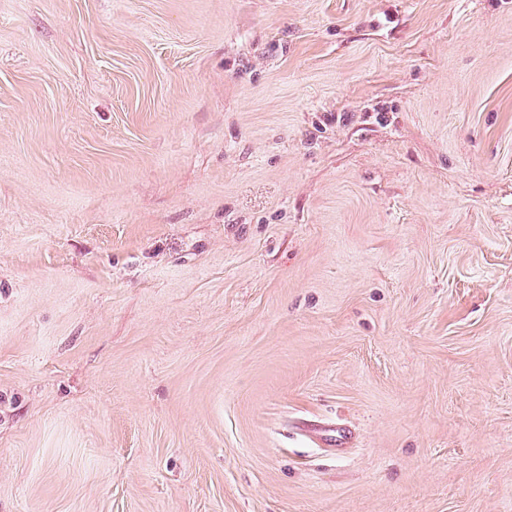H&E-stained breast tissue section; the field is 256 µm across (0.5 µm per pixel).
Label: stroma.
<instances>
[{
  "instance_id": "obj_1",
  "label": "stroma",
  "mask_w": 512,
  "mask_h": 512,
  "mask_svg": "<svg viewBox=\"0 0 512 512\" xmlns=\"http://www.w3.org/2000/svg\"><path fill=\"white\" fill-rule=\"evenodd\" d=\"M0 512H512V0H0Z\"/></svg>"
}]
</instances>
